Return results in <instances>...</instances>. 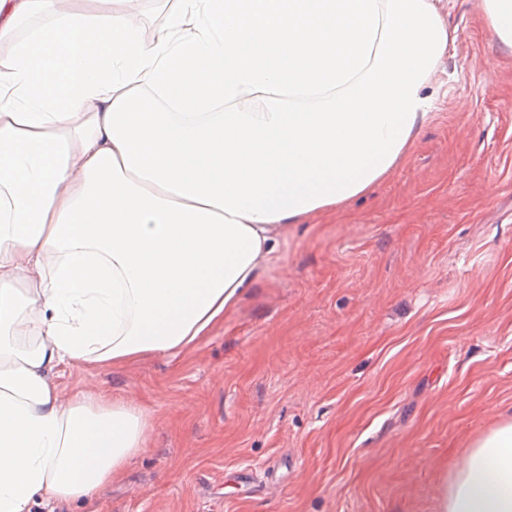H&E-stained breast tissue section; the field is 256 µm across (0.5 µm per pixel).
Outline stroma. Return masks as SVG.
Segmentation results:
<instances>
[{
  "instance_id": "35a3bbf8",
  "label": "stroma",
  "mask_w": 512,
  "mask_h": 512,
  "mask_svg": "<svg viewBox=\"0 0 512 512\" xmlns=\"http://www.w3.org/2000/svg\"><path fill=\"white\" fill-rule=\"evenodd\" d=\"M448 22L405 165L289 228L195 348L65 371L63 395L150 416L95 512H437L466 446L512 418V49L480 0Z\"/></svg>"
}]
</instances>
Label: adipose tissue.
Listing matches in <instances>:
<instances>
[{"instance_id":"ef3b65f1","label":"adipose tissue","mask_w":512,"mask_h":512,"mask_svg":"<svg viewBox=\"0 0 512 512\" xmlns=\"http://www.w3.org/2000/svg\"><path fill=\"white\" fill-rule=\"evenodd\" d=\"M138 2L0 0V512L122 475L147 410L61 368L195 347L290 226L406 163L454 42L435 0H164L149 40ZM438 512H512V421Z\"/></svg>"}]
</instances>
